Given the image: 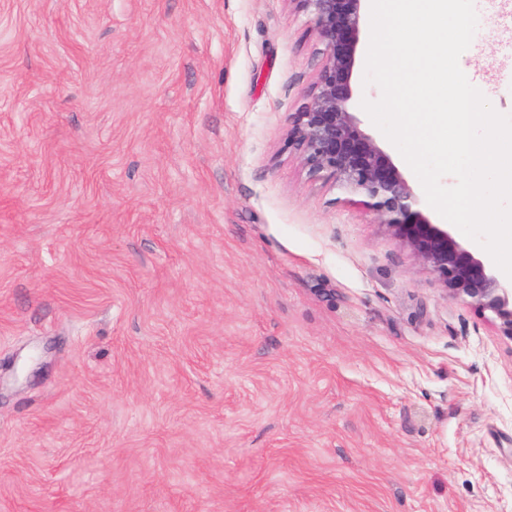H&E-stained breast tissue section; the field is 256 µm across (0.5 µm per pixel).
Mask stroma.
I'll return each instance as SVG.
<instances>
[{
    "label": "stroma",
    "instance_id": "1",
    "mask_svg": "<svg viewBox=\"0 0 512 512\" xmlns=\"http://www.w3.org/2000/svg\"><path fill=\"white\" fill-rule=\"evenodd\" d=\"M311 28L0 0V512H512V345L286 145Z\"/></svg>",
    "mask_w": 512,
    "mask_h": 512
}]
</instances>
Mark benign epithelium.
<instances>
[{
  "instance_id": "obj_1",
  "label": "benign epithelium",
  "mask_w": 512,
  "mask_h": 512,
  "mask_svg": "<svg viewBox=\"0 0 512 512\" xmlns=\"http://www.w3.org/2000/svg\"><path fill=\"white\" fill-rule=\"evenodd\" d=\"M293 2L311 16L323 64L305 106L295 113L288 145L311 178L339 185L349 194L345 202L377 215L384 230L447 295L489 320L496 335L512 344V281L499 278L447 225L431 221L398 167L352 112L359 96L356 71L365 0Z\"/></svg>"
}]
</instances>
